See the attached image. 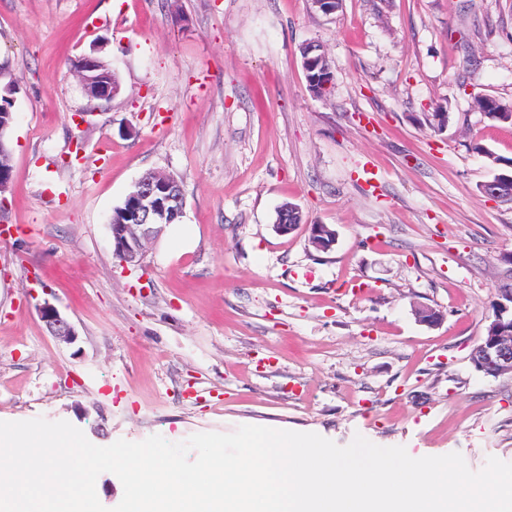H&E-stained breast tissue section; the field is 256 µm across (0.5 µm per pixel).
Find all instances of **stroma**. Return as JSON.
<instances>
[{
    "mask_svg": "<svg viewBox=\"0 0 512 512\" xmlns=\"http://www.w3.org/2000/svg\"><path fill=\"white\" fill-rule=\"evenodd\" d=\"M308 43L331 94L308 85ZM85 55L111 100L83 92ZM3 62L0 421L98 446L249 424L512 463V375L470 361L512 254V203L481 191L512 124L476 104L512 102V0H0ZM149 171L183 216L126 266L108 222ZM286 203L302 222L283 235ZM40 317L45 322L51 334L59 341L71 343L76 339V331L73 325L64 318L59 310L46 302L38 307Z\"/></svg>",
    "mask_w": 512,
    "mask_h": 512,
    "instance_id": "35a3bbf8",
    "label": "stroma"
}]
</instances>
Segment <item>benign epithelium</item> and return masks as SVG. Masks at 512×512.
I'll return each instance as SVG.
<instances>
[{
    "mask_svg": "<svg viewBox=\"0 0 512 512\" xmlns=\"http://www.w3.org/2000/svg\"><path fill=\"white\" fill-rule=\"evenodd\" d=\"M100 60L85 56L76 61L75 70L85 93L101 100L114 94L112 83L98 76ZM483 192L493 198L512 197V175L496 178L482 186ZM128 221L112 225L113 252L122 264L136 266L143 257V242L157 237L164 226L173 223L182 212V192H174L155 174H147L136 182V191L128 196ZM500 299L483 341L470 354L474 367L486 374H512V289L499 290ZM40 317L58 340L71 343L76 339L73 325L52 304L38 307Z\"/></svg>",
    "mask_w": 512,
    "mask_h": 512,
    "instance_id": "1",
    "label": "benign epithelium"
}]
</instances>
